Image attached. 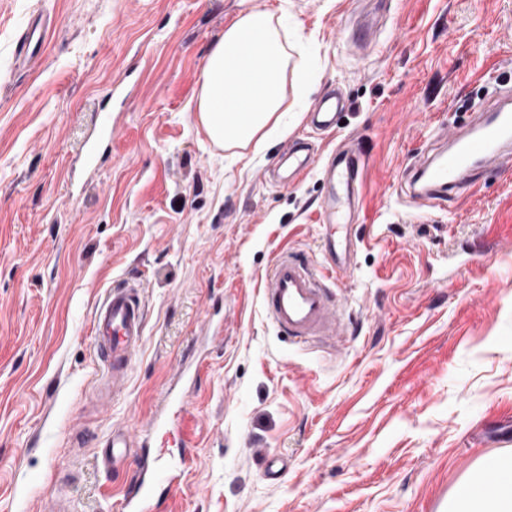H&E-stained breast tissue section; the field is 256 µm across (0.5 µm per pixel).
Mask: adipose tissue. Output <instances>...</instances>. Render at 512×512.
<instances>
[{"mask_svg": "<svg viewBox=\"0 0 512 512\" xmlns=\"http://www.w3.org/2000/svg\"><path fill=\"white\" fill-rule=\"evenodd\" d=\"M287 6L240 13L224 28L206 56L196 102L199 122L210 140L225 149L261 147L285 129L288 76L298 73L296 44L288 39ZM257 60L254 68L245 59ZM499 477L484 487L487 470ZM472 495L455 493L448 512H512V454L489 458L465 479Z\"/></svg>", "mask_w": 512, "mask_h": 512, "instance_id": "ef3b65f1", "label": "adipose tissue"}]
</instances>
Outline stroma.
<instances>
[{"instance_id":"stroma-1","label":"stroma","mask_w":512,"mask_h":512,"mask_svg":"<svg viewBox=\"0 0 512 512\" xmlns=\"http://www.w3.org/2000/svg\"><path fill=\"white\" fill-rule=\"evenodd\" d=\"M283 3L314 76L288 85L287 133L235 160L197 119L200 72L239 12ZM488 75L512 84V0H0V512L59 490L118 512L133 469H108L102 440L147 424L192 350L191 464L158 512H444L477 463L512 453V172L477 170L476 192L434 207L405 192ZM335 87L321 151L347 144L366 168L334 349L290 343L262 296L281 252L321 261L331 187L275 160ZM103 107L123 119L90 170ZM126 279L145 333L107 406L90 322ZM46 25L44 22L39 21L35 26L32 25L26 29L21 37L20 45V58L23 62L29 63L30 59L35 54L36 46L41 43L45 37ZM344 106V99L338 92L319 99L312 105L310 112H307L308 125L322 133L334 132Z\"/></svg>"}]
</instances>
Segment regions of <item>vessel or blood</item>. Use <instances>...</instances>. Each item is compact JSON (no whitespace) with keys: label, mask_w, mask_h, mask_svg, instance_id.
I'll use <instances>...</instances> for the list:
<instances>
[{"label":"vessel or blood","mask_w":512,"mask_h":512,"mask_svg":"<svg viewBox=\"0 0 512 512\" xmlns=\"http://www.w3.org/2000/svg\"><path fill=\"white\" fill-rule=\"evenodd\" d=\"M45 33L46 25L42 22L26 29L20 45L23 61H30ZM344 106L343 97L337 93L319 99L307 114L310 128L326 134L334 132ZM474 110L473 120L465 130L455 134L448 148H439L432 140L415 156L412 168L425 178L420 192L423 201L449 192L458 197L466 194L474 185L475 165L486 164L500 170L512 168V92L496 89L492 103L475 104ZM115 134V119L104 115L99 128L82 147L87 168L96 166L100 145L114 139ZM283 156L297 177L317 163L314 154L299 155L294 144L285 148ZM364 170L363 160L339 150L329 155L325 166L327 178L343 188L350 199L361 185ZM353 252L350 237L331 234L325 240L319 265H311L290 252L277 258L265 280L263 306L280 333L303 345L337 335L339 306L328 281L344 274ZM145 317L141 285L134 281L109 288L93 312L91 336L96 362L103 377L112 383L113 398H121L125 392L132 358L143 340ZM197 367L198 359L194 355L183 358L177 378L163 394L164 403L184 401L195 392ZM168 425L163 409L159 408L145 427L123 424L113 427L105 436L103 461L109 468L123 467L130 460L136 466L132 483L122 493L120 512H153L161 495L172 493L177 486L176 466H158L156 456L138 451L145 438Z\"/></svg>","instance_id":"obj_1"}]
</instances>
